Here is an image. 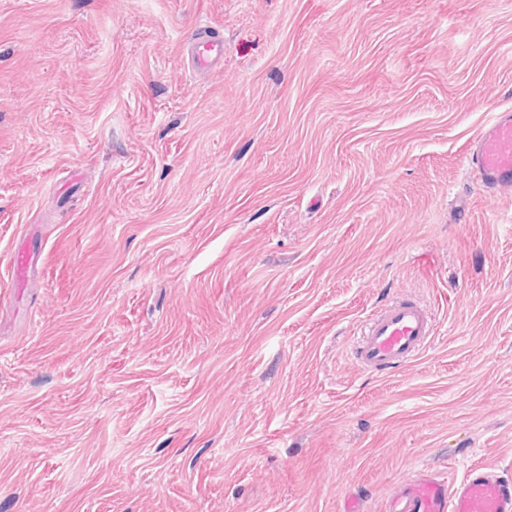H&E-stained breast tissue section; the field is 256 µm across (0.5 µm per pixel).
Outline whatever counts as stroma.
<instances>
[{
  "label": "stroma",
  "mask_w": 512,
  "mask_h": 512,
  "mask_svg": "<svg viewBox=\"0 0 512 512\" xmlns=\"http://www.w3.org/2000/svg\"><path fill=\"white\" fill-rule=\"evenodd\" d=\"M508 109L512 0H0V512L512 476V196L463 166ZM404 296L434 336L365 371ZM185 50L197 71L211 69L224 54V40L205 27L198 28L184 42ZM432 334L429 311L403 299L372 315L361 327L355 358L371 372L393 371L415 358Z\"/></svg>",
  "instance_id": "35a3bbf8"
}]
</instances>
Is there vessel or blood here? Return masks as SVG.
<instances>
[{
	"label": "vessel or blood",
	"mask_w": 512,
	"mask_h": 512,
	"mask_svg": "<svg viewBox=\"0 0 512 512\" xmlns=\"http://www.w3.org/2000/svg\"><path fill=\"white\" fill-rule=\"evenodd\" d=\"M198 71L211 69L224 53L223 38L207 28L184 42ZM488 198L512 195V113H492L464 157ZM433 334L429 311L409 299L372 315L360 329L357 361L372 372L393 371L415 358ZM387 512H512V478L495 467L471 468L451 482L436 472H412L392 495Z\"/></svg>",
	"instance_id": "b4317fda"
}]
</instances>
